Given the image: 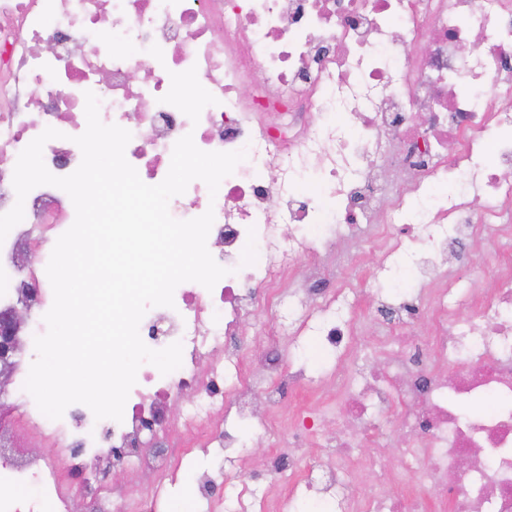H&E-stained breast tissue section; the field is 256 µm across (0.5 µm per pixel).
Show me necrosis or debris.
Instances as JSON below:
<instances>
[{
    "label": "necrosis or debris",
    "instance_id": "4bbe7bcc",
    "mask_svg": "<svg viewBox=\"0 0 512 512\" xmlns=\"http://www.w3.org/2000/svg\"><path fill=\"white\" fill-rule=\"evenodd\" d=\"M188 81L190 105L178 90ZM89 91L103 123L131 132L125 156L146 184L164 180L184 135L206 152L245 151L217 194L195 180L169 203L178 220L213 211L207 248L228 274L210 290L182 283L173 307L148 309L140 331L162 324L182 365L142 366L122 421L74 405L52 420L25 396L35 437L55 453H17L0 472V512H73L78 498L98 512L107 495L113 512H162L180 439L233 448L232 417L275 435L279 452L260 469L283 476L237 512H290L301 491L333 512H512V257L499 251L512 239V0H0V214L16 203L20 152L45 128L61 133L43 148L46 168H78ZM312 168L323 174L314 193L303 180ZM74 220L68 194L42 185L0 243V280L11 283L0 304L28 307L31 336L47 330L46 266ZM343 241L376 249L386 273L407 262L416 275L398 306L378 304L387 331L367 374L346 364L358 349L353 310L377 296L341 260L328 287L318 264ZM455 241L494 256L489 287L457 293ZM20 246L33 273L7 260ZM262 305L270 319L245 332ZM419 318L427 334L414 332ZM308 332L336 352L327 435L278 414L281 385L301 390L306 378L268 350ZM246 338L262 352L261 412L248 397ZM183 396L191 402L172 420L169 403ZM391 429L394 463L356 497L358 449L385 447ZM150 430L166 455L144 442ZM302 443L326 449L324 461L308 465ZM133 458L135 480L110 490L108 472ZM27 485L36 495L18 496Z\"/></svg>",
    "mask_w": 512,
    "mask_h": 512
}]
</instances>
